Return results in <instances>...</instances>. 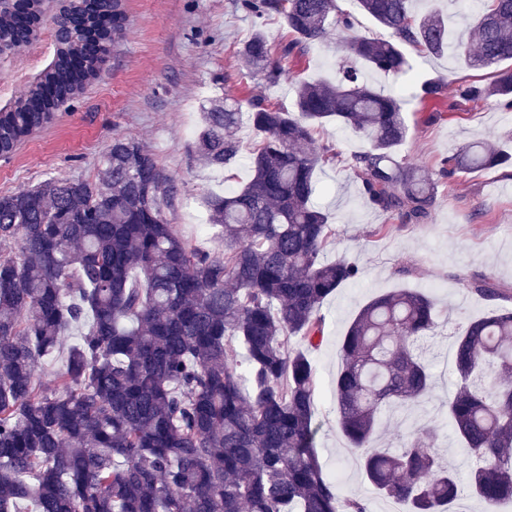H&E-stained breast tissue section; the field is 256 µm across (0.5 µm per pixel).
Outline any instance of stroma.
<instances>
[{
  "label": "stroma",
  "mask_w": 512,
  "mask_h": 512,
  "mask_svg": "<svg viewBox=\"0 0 512 512\" xmlns=\"http://www.w3.org/2000/svg\"><path fill=\"white\" fill-rule=\"evenodd\" d=\"M126 24L112 42L98 76L87 85L72 111L26 138L10 158H0V195L17 193L44 179L95 180L113 136L140 141L180 187L165 209L177 233L198 248L220 252L208 228L206 196L236 189L250 175L247 161L233 169L212 170L191 153L202 124L201 110L215 99L266 98L291 107L293 87H267L249 74L237 52L252 33V21L237 0H122ZM342 36L329 34L289 66L298 77L338 80L348 59ZM405 53L420 80L445 76L457 82L485 84L484 71L465 68L451 56H425L413 47ZM440 120L424 123L418 103L407 107L409 133L397 157L406 165L437 171L448 152L473 140L512 153V112L493 103L459 101L453 87L437 106ZM318 140L332 146L336 161L317 174L316 203L331 216L333 232L325 256L354 262L360 276L324 303L323 342L311 351L318 395L317 449L327 474L337 477L343 496L361 501L367 512H384L378 496L357 468L338 423L332 399L340 365L342 336L359 309L394 288H415L436 304V334L431 341L435 388L425 406L407 419L383 416L379 434L397 449L411 427L431 429L441 452L458 459L460 450L441 405L453 390L449 352L457 325L484 316L493 305L512 308V168L464 174L453 183L438 182L437 201L423 224L401 223L396 215L366 204L349 168L362 138L336 125L320 130ZM488 277L506 289L499 303L472 293L469 281Z\"/></svg>",
  "instance_id": "stroma-1"
}]
</instances>
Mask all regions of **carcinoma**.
Returning <instances> with one entry per match:
<instances>
[{"instance_id": "cac0c4a2", "label": "carcinoma", "mask_w": 512, "mask_h": 512, "mask_svg": "<svg viewBox=\"0 0 512 512\" xmlns=\"http://www.w3.org/2000/svg\"><path fill=\"white\" fill-rule=\"evenodd\" d=\"M240 0L255 29L239 57L267 86L290 79L299 58L331 31L371 17L388 37L355 36L347 55L368 70L408 74L403 47L452 54L488 84L461 83L456 96L512 112V0H479L456 31L439 9L414 0ZM62 23L48 65L9 106L0 105V157L73 106L125 24L122 0H23L0 16V51L42 32L47 11ZM278 15L293 38L275 59L262 28ZM294 102L267 99L203 109L192 152L222 170L242 157L243 121L258 141L251 179L205 204L224 251L180 238L164 212L180 189L137 140L114 137L97 180L48 178L0 195V512H366L342 496L316 447L317 380L309 358L323 338L321 308L359 278L347 260L324 259L330 214L314 204L316 171L336 159L316 139L330 124L365 141L350 169L375 208L404 224L425 221L436 203L433 173L397 160L407 137L406 86L384 94L354 65L337 82L295 79ZM448 81L427 80L412 98L437 104ZM512 155L482 142L445 157L452 180ZM495 300L490 279L469 284ZM435 304L398 288L361 307L341 341L335 401L340 428L365 479L411 512H452L476 499L489 510L512 499V310L493 309L453 336L454 390L448 422L463 451L442 465L430 434L413 429L396 451L377 446L381 417L429 398L433 375L424 342ZM81 329L76 343L62 336ZM61 356L52 384L41 361Z\"/></svg>"}]
</instances>
